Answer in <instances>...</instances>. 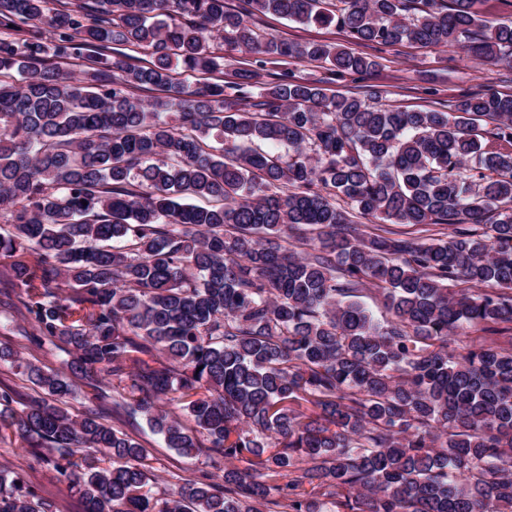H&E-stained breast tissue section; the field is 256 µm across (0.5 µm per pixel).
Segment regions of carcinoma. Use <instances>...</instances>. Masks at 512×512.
<instances>
[{"mask_svg":"<svg viewBox=\"0 0 512 512\" xmlns=\"http://www.w3.org/2000/svg\"><path fill=\"white\" fill-rule=\"evenodd\" d=\"M481 2L0 0V310L70 356L0 347L36 393L0 375V442L84 512H512V94L404 110L176 77L224 69L217 34L261 66L365 75L355 46L409 43L512 71ZM258 13L353 46L264 38ZM137 414L186 456L205 437L210 469L154 491ZM0 512L59 510L0 470Z\"/></svg>","mask_w":512,"mask_h":512,"instance_id":"cac0c4a2","label":"carcinoma"}]
</instances>
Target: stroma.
Here are the masks:
<instances>
[{
  "mask_svg": "<svg viewBox=\"0 0 512 512\" xmlns=\"http://www.w3.org/2000/svg\"><path fill=\"white\" fill-rule=\"evenodd\" d=\"M260 33L281 39L323 42H346L347 36L336 27L303 26L266 14L253 19ZM370 55L380 63L379 70L364 76L331 74L315 62H279L267 65L264 80L277 82L282 71L323 82L332 94L377 93L380 103L405 109L447 110L459 95L495 89L512 92V73L503 67L478 64L463 54L417 48L408 44L369 47ZM19 350L32 363L46 370L61 371L68 354L62 345L47 344L36 348L19 334L15 319L0 311V345ZM128 433L149 451V458L159 488H175L179 477L202 469L203 456L186 457L166 447L161 435L153 433L143 417H136ZM0 466L13 470L31 485L52 493L60 512H84L77 497L65 484L57 481L53 471L41 467L30 457L24 443L17 440L0 442Z\"/></svg>",
  "mask_w": 512,
  "mask_h": 512,
  "instance_id": "obj_1",
  "label": "stroma"
}]
</instances>
